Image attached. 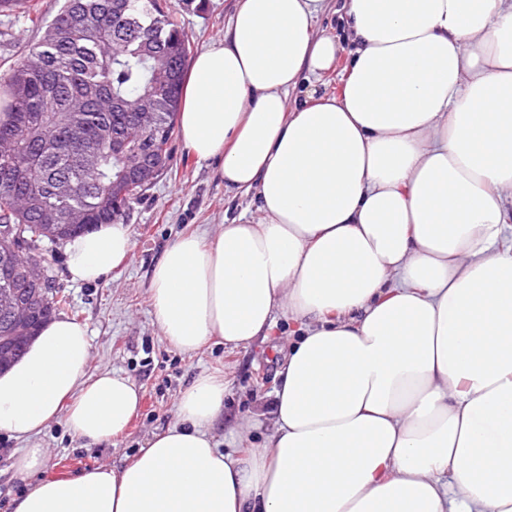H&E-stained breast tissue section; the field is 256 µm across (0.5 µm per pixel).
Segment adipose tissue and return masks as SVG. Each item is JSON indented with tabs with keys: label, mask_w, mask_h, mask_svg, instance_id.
Returning a JSON list of instances; mask_svg holds the SVG:
<instances>
[{
	"label": "adipose tissue",
	"mask_w": 512,
	"mask_h": 512,
	"mask_svg": "<svg viewBox=\"0 0 512 512\" xmlns=\"http://www.w3.org/2000/svg\"><path fill=\"white\" fill-rule=\"evenodd\" d=\"M325 8L237 0L194 57L180 136L260 218L179 237L150 278L186 354L297 325L269 414L225 421L227 382L199 374L123 467L40 481L13 512H512V0H344L341 37ZM133 250L128 225H98L67 241L68 276ZM91 356L56 317L0 371L19 478L52 423L113 445L136 416L139 388Z\"/></svg>",
	"instance_id": "ef3b65f1"
}]
</instances>
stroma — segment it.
Segmentation results:
<instances>
[{"instance_id": "1", "label": "stroma", "mask_w": 512, "mask_h": 512, "mask_svg": "<svg viewBox=\"0 0 512 512\" xmlns=\"http://www.w3.org/2000/svg\"><path fill=\"white\" fill-rule=\"evenodd\" d=\"M201 51L223 37L236 0H167ZM40 37L27 18L0 13V72ZM168 169L134 200L123 221L134 241L132 259L100 282L75 284L66 273L64 245L42 244L41 253L57 290L68 295L64 316L86 323L92 336L91 372L117 370L142 392L136 416L117 445H89L68 431L64 422L51 424L41 435L47 448V478H72L95 466L121 468L144 447L152 434L176 421V401L194 377L203 372L223 375L229 393L228 417L244 418L267 410L277 385L276 369L295 328L287 318L276 320L267 340L247 349L225 351L209 345L196 354L168 346L150 314V274L163 251L179 236L243 216L258 220L254 195L224 191L217 162L197 163L181 137L170 146ZM20 440L0 434V512H12L14 500L30 490L31 481L17 478L14 452Z\"/></svg>"}]
</instances>
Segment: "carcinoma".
<instances>
[{
	"label": "carcinoma",
	"mask_w": 512,
	"mask_h": 512,
	"mask_svg": "<svg viewBox=\"0 0 512 512\" xmlns=\"http://www.w3.org/2000/svg\"><path fill=\"white\" fill-rule=\"evenodd\" d=\"M1 13H18L40 26L41 40L0 74L8 98L0 111V137L21 146L0 169V234L21 227L11 262L42 260L38 246L59 243L97 225L119 221L142 187L125 183L115 205L112 182L141 155L170 159L191 42L175 12L161 0H61L52 19L34 14L31 0H0ZM160 113L161 131L118 151L112 135L127 134L133 114ZM76 122L84 144L48 142ZM74 214L81 224H48L44 213Z\"/></svg>",
	"instance_id": "obj_1"
}]
</instances>
